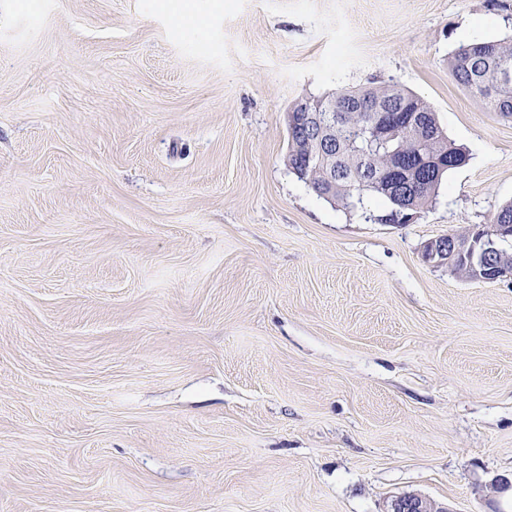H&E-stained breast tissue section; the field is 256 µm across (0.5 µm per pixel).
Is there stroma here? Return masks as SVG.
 Here are the masks:
<instances>
[{"instance_id":"stroma-1","label":"stroma","mask_w":512,"mask_h":512,"mask_svg":"<svg viewBox=\"0 0 512 512\" xmlns=\"http://www.w3.org/2000/svg\"><path fill=\"white\" fill-rule=\"evenodd\" d=\"M0 0V512H488L512 280L426 242L512 202L459 85L512 0ZM397 83L468 163L414 222L293 174L301 100ZM450 512L449 508L439 507L428 497L409 494L397 497L391 503L388 512Z\"/></svg>"}]
</instances>
